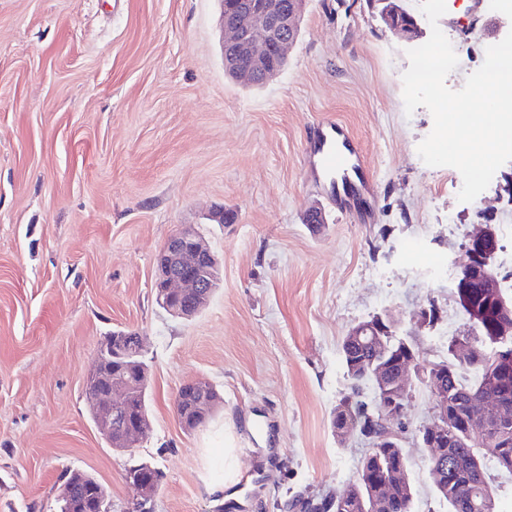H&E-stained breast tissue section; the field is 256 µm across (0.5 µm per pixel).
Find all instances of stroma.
<instances>
[{
	"mask_svg": "<svg viewBox=\"0 0 512 512\" xmlns=\"http://www.w3.org/2000/svg\"><path fill=\"white\" fill-rule=\"evenodd\" d=\"M399 3L419 37L393 33L376 0H306L286 66L255 86L224 71L221 0H0V512H57L72 470L106 487L112 512H133L134 462L163 474L149 512H216L235 490L240 512H296L292 501L343 492L369 446L331 428L351 391V327L392 322L424 364L476 336L456 277L469 235L512 223V161L462 203L459 171L421 160L433 118L406 114L402 75L433 25L420 0ZM446 6L436 26L456 50L445 83L458 90L512 15ZM322 121L362 147L368 222L337 213L305 155ZM314 207L323 223H306ZM186 224L223 278L190 319L155 294L156 257ZM430 305L436 319L419 325ZM117 329L142 337L150 370L151 429L124 452L84 393ZM193 378L222 403L189 431L174 400ZM432 419L415 383L402 419L412 512H447L416 437ZM256 464L261 484L238 489Z\"/></svg>",
	"mask_w": 512,
	"mask_h": 512,
	"instance_id": "obj_1",
	"label": "stroma"
}]
</instances>
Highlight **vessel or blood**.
Returning a JSON list of instances; mask_svg holds the SVG:
<instances>
[{"label": "vessel or blood", "instance_id": "b4317fda", "mask_svg": "<svg viewBox=\"0 0 512 512\" xmlns=\"http://www.w3.org/2000/svg\"><path fill=\"white\" fill-rule=\"evenodd\" d=\"M311 151L321 171L338 188L337 207L347 213L355 211L360 194L373 190L369 184L360 188L355 185L354 179L364 165L360 152L338 125L329 122L321 124Z\"/></svg>", "mask_w": 512, "mask_h": 512}]
</instances>
